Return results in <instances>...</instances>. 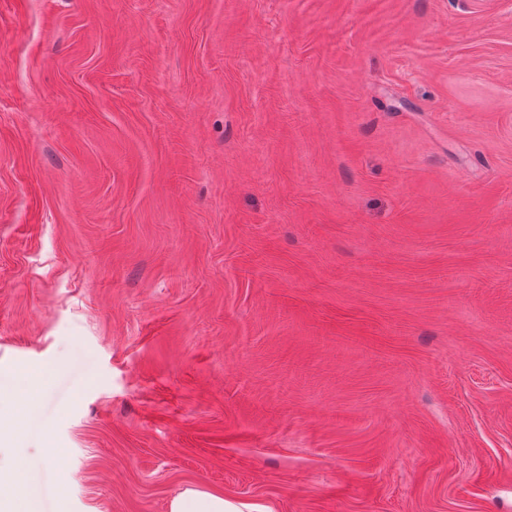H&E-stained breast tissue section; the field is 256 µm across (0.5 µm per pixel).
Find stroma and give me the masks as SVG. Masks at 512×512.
I'll return each instance as SVG.
<instances>
[{
  "mask_svg": "<svg viewBox=\"0 0 512 512\" xmlns=\"http://www.w3.org/2000/svg\"><path fill=\"white\" fill-rule=\"evenodd\" d=\"M29 371L43 512H512V0H0ZM169 512H267L255 505L224 498V494L187 487L174 496Z\"/></svg>",
  "mask_w": 512,
  "mask_h": 512,
  "instance_id": "obj_1",
  "label": "stroma"
}]
</instances>
